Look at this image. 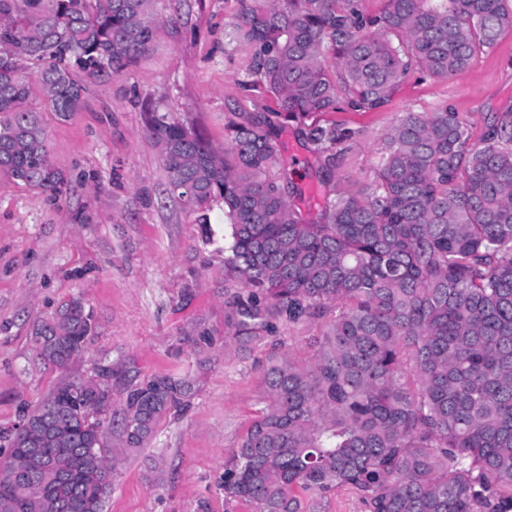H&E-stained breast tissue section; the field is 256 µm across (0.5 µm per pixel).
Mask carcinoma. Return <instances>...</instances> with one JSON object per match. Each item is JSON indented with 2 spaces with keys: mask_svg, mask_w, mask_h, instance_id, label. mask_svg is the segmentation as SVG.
<instances>
[{
  "mask_svg": "<svg viewBox=\"0 0 512 512\" xmlns=\"http://www.w3.org/2000/svg\"><path fill=\"white\" fill-rule=\"evenodd\" d=\"M230 38L248 50L250 85L280 111L233 112L217 149L171 113L152 133L169 192L188 209H224L232 339L250 351L283 325L321 326L302 365L272 356L264 394L224 458V502L252 512H320L350 490L369 512H512V117L479 141L454 109L399 113L374 180L335 187L313 221L271 136L296 122L332 182L348 134L312 120L345 105L377 110L411 73L446 80L512 30V0H239ZM152 0H0V172L55 199L67 185L48 148L45 109L82 108L80 78L103 81L147 54ZM267 131H259V125ZM95 329L82 297L30 329L37 357L68 366ZM195 393L154 376L128 394L121 447H146ZM98 375L36 408L43 427L0 431V512H106L111 493Z\"/></svg>",
  "mask_w": 512,
  "mask_h": 512,
  "instance_id": "obj_1",
  "label": "carcinoma"
}]
</instances>
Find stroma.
I'll return each instance as SVG.
<instances>
[{
  "mask_svg": "<svg viewBox=\"0 0 512 512\" xmlns=\"http://www.w3.org/2000/svg\"><path fill=\"white\" fill-rule=\"evenodd\" d=\"M162 19L152 50L112 79L90 82L80 112L47 113L49 150L68 177L58 202L0 172V429L18 423L56 386L108 367L110 410L156 375L189 377L197 392L140 453L112 449L107 512H250L225 504L224 454L236 447L262 397V367L275 352L306 362L317 326L283 327L275 344L239 354L227 337L224 211L185 208L165 192L167 173L147 123L169 112L216 147L230 112L258 116L274 98L244 90V53L231 49L237 0H155ZM449 106L481 134L486 116L512 113V31L448 79L409 76L375 111L317 115L351 132L336 179L359 188L374 174L382 136L399 112ZM293 172L297 204L316 213L327 188L310 144L288 127L274 139ZM84 299L95 332L67 368H46L32 322L64 300ZM162 459L159 480L146 457Z\"/></svg>",
  "mask_w": 512,
  "mask_h": 512,
  "instance_id": "obj_1",
  "label": "stroma"
}]
</instances>
